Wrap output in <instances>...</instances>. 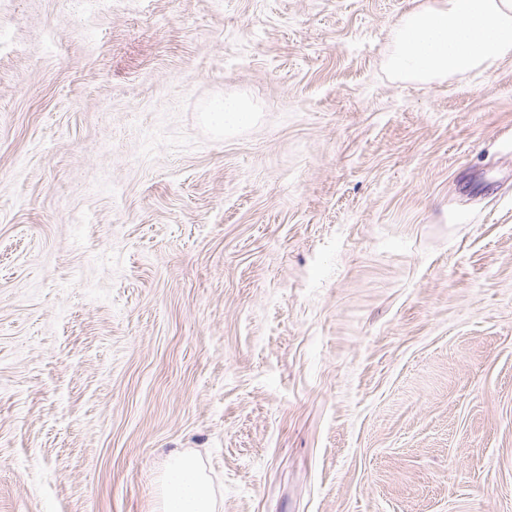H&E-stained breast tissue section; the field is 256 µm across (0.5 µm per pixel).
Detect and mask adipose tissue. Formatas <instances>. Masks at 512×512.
<instances>
[{"label": "adipose tissue", "mask_w": 512, "mask_h": 512, "mask_svg": "<svg viewBox=\"0 0 512 512\" xmlns=\"http://www.w3.org/2000/svg\"><path fill=\"white\" fill-rule=\"evenodd\" d=\"M512 55V0H430L394 28L385 66L396 77L421 83L489 68ZM202 462L174 454L163 477L161 512H218Z\"/></svg>", "instance_id": "adipose-tissue-1"}]
</instances>
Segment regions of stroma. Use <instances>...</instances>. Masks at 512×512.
Wrapping results in <instances>:
<instances>
[{"label":"stroma","instance_id":"1","mask_svg":"<svg viewBox=\"0 0 512 512\" xmlns=\"http://www.w3.org/2000/svg\"><path fill=\"white\" fill-rule=\"evenodd\" d=\"M423 2L0 0V512H512V56L395 79ZM254 117L251 107L241 99L225 97L219 112L207 113L208 122L215 128L230 131L248 126ZM212 482L195 455L175 453L161 487V512H218Z\"/></svg>","mask_w":512,"mask_h":512}]
</instances>
